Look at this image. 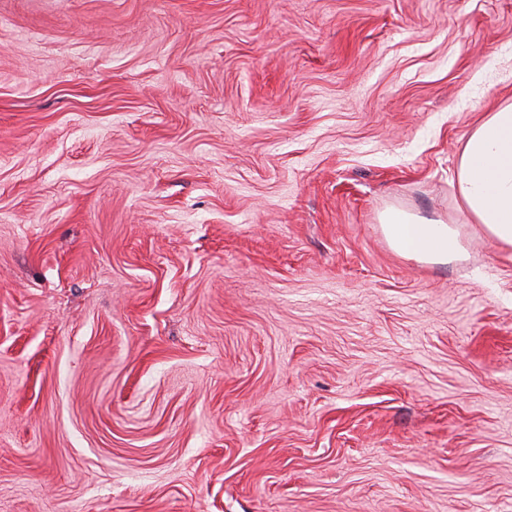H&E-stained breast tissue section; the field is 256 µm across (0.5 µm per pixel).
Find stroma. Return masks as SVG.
I'll return each mask as SVG.
<instances>
[{"mask_svg": "<svg viewBox=\"0 0 512 512\" xmlns=\"http://www.w3.org/2000/svg\"><path fill=\"white\" fill-rule=\"evenodd\" d=\"M510 104L512 0H0V512H512ZM456 177L467 224L512 250V105L489 112L466 134ZM380 224L392 248L406 256L447 262L462 249L459 230L441 220H427L390 208L381 214Z\"/></svg>", "mask_w": 512, "mask_h": 512, "instance_id": "stroma-1", "label": "stroma"}]
</instances>
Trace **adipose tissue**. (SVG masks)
Returning <instances> with one entry per match:
<instances>
[{
  "mask_svg": "<svg viewBox=\"0 0 512 512\" xmlns=\"http://www.w3.org/2000/svg\"><path fill=\"white\" fill-rule=\"evenodd\" d=\"M460 209L496 246L512 250V105L489 113L465 136L457 159ZM384 234L397 252L433 262L456 258L458 229L397 208L380 216Z\"/></svg>",
  "mask_w": 512,
  "mask_h": 512,
  "instance_id": "obj_1",
  "label": "adipose tissue"
}]
</instances>
